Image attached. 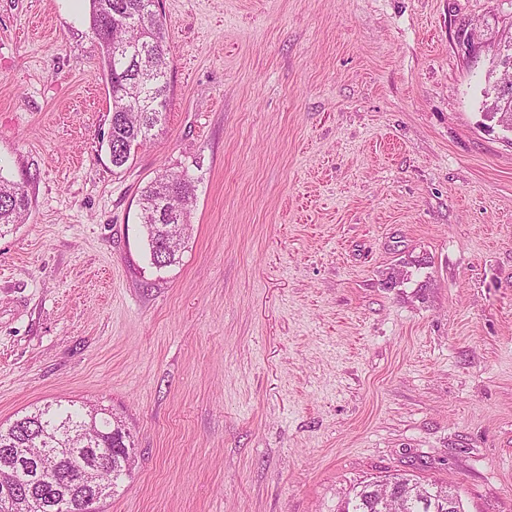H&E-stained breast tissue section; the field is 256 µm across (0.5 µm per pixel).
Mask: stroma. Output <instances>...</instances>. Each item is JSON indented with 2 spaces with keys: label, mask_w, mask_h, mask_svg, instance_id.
Instances as JSON below:
<instances>
[{
  "label": "stroma",
  "mask_w": 512,
  "mask_h": 512,
  "mask_svg": "<svg viewBox=\"0 0 512 512\" xmlns=\"http://www.w3.org/2000/svg\"><path fill=\"white\" fill-rule=\"evenodd\" d=\"M170 111L113 167L89 0H0V422L104 408L99 512H336L403 471L512 512V0H159ZM474 31L480 65L458 38ZM195 187L179 263L138 197ZM511 29L512 28L510 27V25H508L507 28H506V32H505V34L503 36V40L501 42L500 48L499 49L495 48V51L492 54V58H494L493 55H496V54H499L500 57H501L502 55L505 54V50L510 48L511 42H512V30ZM508 53L511 55V58H512V46H511V50H508ZM511 58H509V60L507 62L499 63V61H496L495 64H494V67L491 69V75H490L492 84L497 88V90L499 92L500 99L504 103L505 108L508 107V100H506L504 98L503 93L509 87H507V86H505V85H503L501 83L499 75L504 70L512 69ZM27 205V193L22 183L0 173V234L4 228L24 221ZM193 191L191 181L182 175L168 172L159 174L142 188L138 199L140 222L154 265L166 263L165 266H169L179 262L181 245L190 226L188 207ZM165 194L169 197L171 208L177 212L168 220L159 218V213L155 210L158 199ZM171 231L174 232L172 238L177 241L172 248L168 245L170 238H165V234L169 235Z\"/></svg>",
  "instance_id": "35a3bbf8"
}]
</instances>
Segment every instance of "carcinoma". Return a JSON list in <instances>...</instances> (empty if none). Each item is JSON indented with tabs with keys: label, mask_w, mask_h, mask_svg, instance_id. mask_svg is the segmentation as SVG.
<instances>
[{
	"label": "carcinoma",
	"mask_w": 512,
	"mask_h": 512,
	"mask_svg": "<svg viewBox=\"0 0 512 512\" xmlns=\"http://www.w3.org/2000/svg\"><path fill=\"white\" fill-rule=\"evenodd\" d=\"M157 0H90V29L101 47L100 71L111 101L112 166H124L132 149L145 144L151 131L166 120L170 104L168 28ZM194 186L182 175L161 173L142 188L138 199L150 259L154 265L179 262L189 230V203ZM24 186L0 174V234L25 219ZM0 448H62L52 460L15 479L0 481V512L16 498L15 489L32 488L21 512H83L71 490L82 470L92 465L88 448H103L110 466L102 467L99 484L114 492L131 474L134 459L130 433L97 410L81 412L46 403L14 421L0 424ZM386 481L403 501L399 512H448L451 488L425 482L412 474H394ZM338 512H385L374 482L361 481L338 506Z\"/></svg>",
	"instance_id": "cac0c4a2"
}]
</instances>
